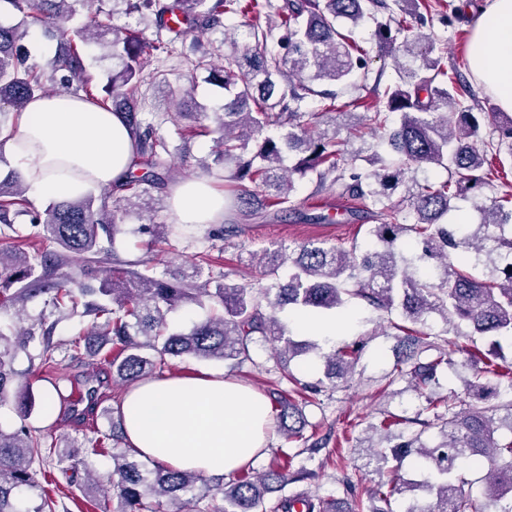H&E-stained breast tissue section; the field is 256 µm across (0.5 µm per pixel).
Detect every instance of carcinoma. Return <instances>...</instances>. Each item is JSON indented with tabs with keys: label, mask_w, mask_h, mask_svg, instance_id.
I'll list each match as a JSON object with an SVG mask.
<instances>
[{
	"label": "carcinoma",
	"mask_w": 512,
	"mask_h": 512,
	"mask_svg": "<svg viewBox=\"0 0 512 512\" xmlns=\"http://www.w3.org/2000/svg\"><path fill=\"white\" fill-rule=\"evenodd\" d=\"M20 15L16 24L0 23V107L20 111L37 94L49 91L47 83L62 70L61 85L76 86L85 98L126 115L135 137L131 173L118 188L139 209L154 212L151 190L163 186L170 169L162 155L169 153L166 141L153 125L138 118L141 88L153 80L144 73V59L154 53H171L176 39L191 33L214 31L224 25L228 14H250L253 22L239 33L243 53L225 56L217 65L207 55L194 60V67L224 90V111L214 113L215 140L219 160L224 163V182L232 197L224 198L228 213L257 214L256 198L266 206L286 212L296 191V180L309 174L317 183L377 211L380 223L369 229L381 248L357 255V246L303 244L264 254L262 276L266 284L261 305L247 284L222 282L209 288L199 284L201 269L170 282L146 272L127 276H105L100 287L82 282L71 286L48 281L47 263L17 249H0V307L14 306L33 293L52 292L57 308L84 306L97 322L83 339L74 342L103 353L105 346L119 347L112 358V382L127 386L156 378L169 357L189 356L241 364L251 359L250 350L259 340L280 343V361L320 351L315 341L293 339L297 328L288 316L311 318L342 313L352 300H360L378 312L400 310L404 320L426 324L436 314L454 329L461 325L471 336H501L512 339V190L498 192L495 180L503 165L512 160V114L473 112L460 93L463 76L448 73L436 42L413 33L424 20L426 0H112V14L135 13L153 18L157 29L172 37L148 40L121 26L100 19L104 0H0ZM273 10L280 18L283 34L273 49V28L261 23ZM347 21L356 29L374 25L371 36L377 52L392 61L397 80L382 93L383 107L358 117L361 107L354 98L336 110L337 93L316 90L315 82L332 85L347 82L366 70L368 54L359 49L338 23ZM57 41L58 54L50 63L51 74L29 63L21 42L34 24ZM112 35L107 41L105 37ZM88 46L110 50L119 69L108 80L106 95L100 96L87 72L83 52ZM420 59L417 65L402 62ZM321 99L320 111L303 112L302 103ZM358 121L354 135L362 129L380 132L366 149L352 151L336 132L339 117ZM489 128V135L483 128ZM442 168L448 177L432 182L425 176ZM24 184L15 174L0 179V223H11V210L27 205ZM112 193L53 201L32 216L43 234L67 252L83 258L85 273L97 272L101 235H118L122 207L110 201ZM467 198L474 204L478 220L448 228V216L458 211L456 201ZM41 274H36L37 268ZM206 297L213 302L210 314L187 332H171L167 314L188 300ZM404 332L403 358L390 374L411 379L417 396L424 400L414 418L383 419L370 429L389 430L401 424H419L421 429L397 435L399 443L390 452L376 451V471L389 460L397 465L391 477L366 491L375 506L364 510L362 499L348 477L337 479L345 498H311L303 493L278 498L274 512H393L391 498L405 491L399 464L407 456L431 464L432 473L423 481L428 492L424 501H414L405 512H512V439L500 441L496 433L505 424L512 430V399L498 403L503 392H512V364L499 365L477 349L459 348L455 343L437 345L423 334L395 325ZM25 328L6 341L0 334V403L14 397L26 400V392L14 386L15 351L34 339ZM435 350L427 362L421 355ZM468 354L474 380L466 382V395L474 402L433 396L438 374L455 367L459 351ZM359 349L339 348L324 355L325 378L332 390L345 387ZM494 368L498 381L481 382L484 367ZM274 404L278 430L290 440L303 439L302 407L278 392L269 393ZM506 415L498 416V411ZM437 429L439 441L422 442V435ZM124 438L123 423L112 426L83 458L66 451L57 462L69 468L82 466L104 497L103 512H162V500L191 504L221 495L220 512H267L268 495L310 476L305 469L289 465L271 467L254 474L243 465L212 485L203 474L175 469L161 461L146 464L135 458L131 448L109 449L110 441ZM43 438L22 427L14 432L0 428V512H18L16 493L32 486L30 465L42 455ZM111 450L112 471L100 478L87 458ZM465 462L487 467L484 476V508L467 494L454 474ZM116 503L110 509V503Z\"/></svg>",
	"instance_id": "cac0c4a2"
}]
</instances>
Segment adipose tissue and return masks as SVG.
<instances>
[{
	"label": "adipose tissue",
	"instance_id": "1",
	"mask_svg": "<svg viewBox=\"0 0 512 512\" xmlns=\"http://www.w3.org/2000/svg\"><path fill=\"white\" fill-rule=\"evenodd\" d=\"M473 76L512 113V0H488L470 31ZM0 149L29 188L32 202L61 201L123 183L134 137L123 113L72 93L39 95L0 126ZM169 202L178 223L216 224L224 196L205 181L175 184ZM126 440L139 457L179 470L228 473L265 448L272 408L248 385L223 372L170 374L127 391Z\"/></svg>",
	"mask_w": 512,
	"mask_h": 512
}]
</instances>
